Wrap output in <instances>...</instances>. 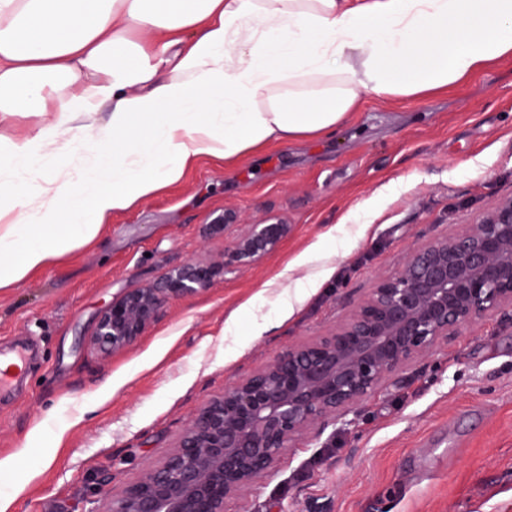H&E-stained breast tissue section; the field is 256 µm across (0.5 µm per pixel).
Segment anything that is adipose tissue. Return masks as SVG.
I'll list each match as a JSON object with an SVG mask.
<instances>
[{
	"label": "adipose tissue",
	"mask_w": 512,
	"mask_h": 512,
	"mask_svg": "<svg viewBox=\"0 0 512 512\" xmlns=\"http://www.w3.org/2000/svg\"><path fill=\"white\" fill-rule=\"evenodd\" d=\"M147 32L144 40L136 32ZM512 58V0H0V112L51 120L0 166L59 165V128L110 105L112 181L0 182V287L94 239L197 155L232 165L329 136L367 95L405 101Z\"/></svg>",
	"instance_id": "ef3b65f1"
}]
</instances>
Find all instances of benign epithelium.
I'll list each match as a JSON object with an SVG mask.
<instances>
[{"mask_svg": "<svg viewBox=\"0 0 512 512\" xmlns=\"http://www.w3.org/2000/svg\"><path fill=\"white\" fill-rule=\"evenodd\" d=\"M239 222L230 209L205 229ZM292 225L265 217L217 260L187 261L115 298L100 312L92 342L103 352L133 344L172 299L201 293L233 265L276 251ZM512 311V197L414 249L376 277L349 316L324 336L291 344L199 408L177 446L147 466L105 512H225L274 471L290 444L323 429L460 330Z\"/></svg>", "mask_w": 512, "mask_h": 512, "instance_id": "7a95c632", "label": "benign epithelium"}]
</instances>
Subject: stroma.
Returning a JSON list of instances; mask_svg holds the SVG:
<instances>
[{
  "instance_id": "obj_1",
  "label": "stroma",
  "mask_w": 512,
  "mask_h": 512,
  "mask_svg": "<svg viewBox=\"0 0 512 512\" xmlns=\"http://www.w3.org/2000/svg\"><path fill=\"white\" fill-rule=\"evenodd\" d=\"M506 196L512 59L427 98L367 96L335 135L273 143L230 169L199 156L94 240L0 287V352L33 350L16 394L0 399L6 512H105L107 496L162 461L199 407L288 345L327 333L379 273ZM226 209L242 223L206 235ZM268 216L292 226L276 252L169 302L126 349L92 343L112 299L184 261L222 257L246 223ZM308 250L296 275L319 282L285 309L282 273ZM406 375L295 441L228 512H512V320L461 330Z\"/></svg>"
}]
</instances>
